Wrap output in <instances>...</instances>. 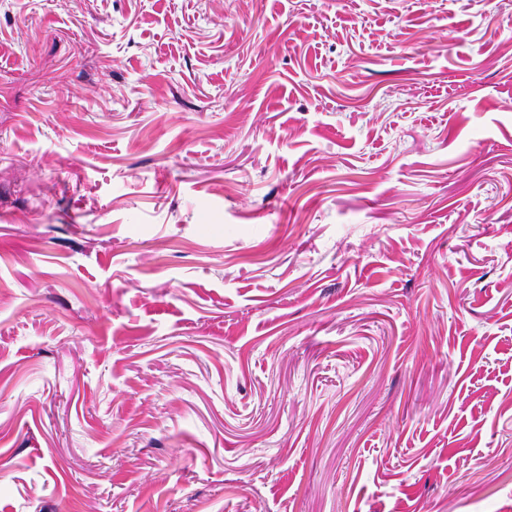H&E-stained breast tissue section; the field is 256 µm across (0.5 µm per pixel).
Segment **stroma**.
Segmentation results:
<instances>
[{"label":"stroma","instance_id":"stroma-1","mask_svg":"<svg viewBox=\"0 0 512 512\" xmlns=\"http://www.w3.org/2000/svg\"><path fill=\"white\" fill-rule=\"evenodd\" d=\"M0 512H512V0H0Z\"/></svg>","mask_w":512,"mask_h":512}]
</instances>
